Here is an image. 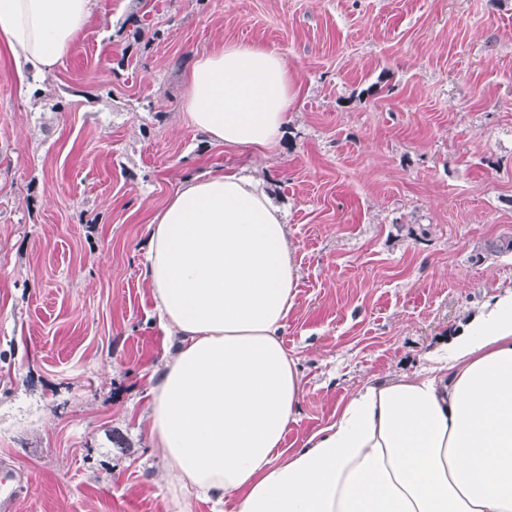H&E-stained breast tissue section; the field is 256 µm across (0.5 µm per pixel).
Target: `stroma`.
<instances>
[{
	"instance_id": "obj_1",
	"label": "stroma",
	"mask_w": 512,
	"mask_h": 512,
	"mask_svg": "<svg viewBox=\"0 0 512 512\" xmlns=\"http://www.w3.org/2000/svg\"><path fill=\"white\" fill-rule=\"evenodd\" d=\"M141 11L94 0L34 86L0 45V463L29 476L17 512H225L174 497L146 418L166 350L146 225L187 179L252 175L286 214L303 396L285 451L512 289V0H159L145 55L125 23ZM227 43L293 75L272 148L187 121L189 71Z\"/></svg>"
}]
</instances>
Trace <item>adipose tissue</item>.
<instances>
[{
  "label": "adipose tissue",
  "mask_w": 512,
  "mask_h": 512,
  "mask_svg": "<svg viewBox=\"0 0 512 512\" xmlns=\"http://www.w3.org/2000/svg\"><path fill=\"white\" fill-rule=\"evenodd\" d=\"M92 0H0L18 79L67 53ZM294 97L281 56L227 44L195 60L183 97L212 142L269 148ZM146 278L174 351L151 377L149 434L174 495L235 512H512V292L480 307L418 370L366 379L285 453L303 395L282 334L294 245L251 180H188L146 226Z\"/></svg>",
  "instance_id": "ef3b65f1"
}]
</instances>
